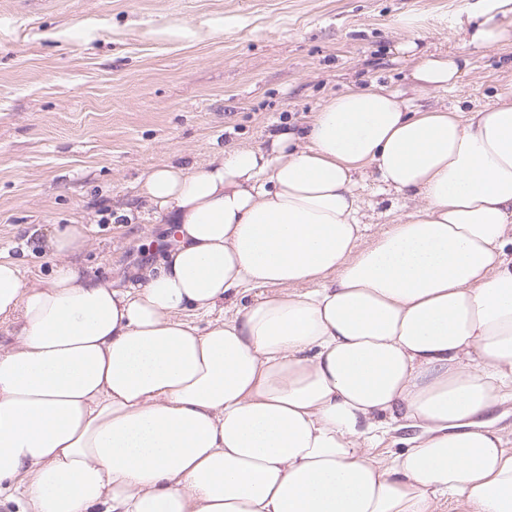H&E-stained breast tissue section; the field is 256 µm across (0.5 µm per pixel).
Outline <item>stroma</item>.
Wrapping results in <instances>:
<instances>
[{"instance_id":"stroma-1","label":"stroma","mask_w":512,"mask_h":512,"mask_svg":"<svg viewBox=\"0 0 512 512\" xmlns=\"http://www.w3.org/2000/svg\"><path fill=\"white\" fill-rule=\"evenodd\" d=\"M485 21L512 28V0H0V256L49 278L48 238L82 224L73 262L126 287L166 249L151 169L262 145L374 81L408 91L407 41L470 59L423 107L494 104L512 95V46L461 45ZM357 191L377 230L414 206Z\"/></svg>"}]
</instances>
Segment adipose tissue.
Segmentation results:
<instances>
[{"label": "adipose tissue", "instance_id": "1", "mask_svg": "<svg viewBox=\"0 0 512 512\" xmlns=\"http://www.w3.org/2000/svg\"><path fill=\"white\" fill-rule=\"evenodd\" d=\"M420 89L465 54L403 44ZM416 201L387 230L357 186ZM142 194L171 246L126 288L69 256L48 282L0 259V496L22 512H512V98L422 109L370 84L306 127ZM257 299L229 318L215 309ZM209 316L207 327L193 318ZM406 449L381 455L391 429Z\"/></svg>", "mask_w": 512, "mask_h": 512}]
</instances>
